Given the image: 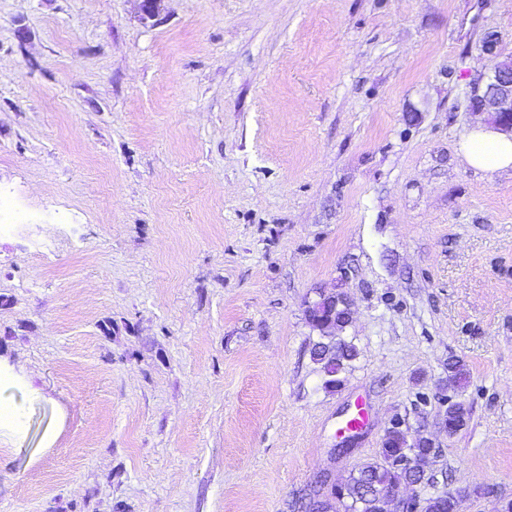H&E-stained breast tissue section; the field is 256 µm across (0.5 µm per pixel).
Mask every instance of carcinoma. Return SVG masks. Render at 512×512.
Instances as JSON below:
<instances>
[{"label":"carcinoma","mask_w":512,"mask_h":512,"mask_svg":"<svg viewBox=\"0 0 512 512\" xmlns=\"http://www.w3.org/2000/svg\"><path fill=\"white\" fill-rule=\"evenodd\" d=\"M342 294H336V307H312L305 311L306 319L313 322V329L320 334L336 331L334 344L330 348L312 347L311 356L325 376V385L337 388L341 384L340 375L358 356L355 344L343 336L347 328L346 309L341 305ZM469 371L461 359L448 361V386L454 390L467 386ZM448 424L455 430L464 428L469 419V410L461 401L448 407ZM422 439L421 445L413 448L405 432L388 428L381 441L376 459L359 464L350 473L344 483L346 497L336 499V504L322 502L318 512H330L338 508L342 512H385L384 493L393 487L413 486L424 480V473L402 465L405 453L426 450ZM420 512H463V506L450 492L430 495L422 499Z\"/></svg>","instance_id":"obj_1"}]
</instances>
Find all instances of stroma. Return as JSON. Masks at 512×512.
<instances>
[{
	"label": "stroma",
	"instance_id": "35a3bbf8",
	"mask_svg": "<svg viewBox=\"0 0 512 512\" xmlns=\"http://www.w3.org/2000/svg\"><path fill=\"white\" fill-rule=\"evenodd\" d=\"M510 58L512 0H0V512H305L395 417L512 501V169L459 151ZM322 296V301L327 297L331 296L336 303V309L334 307L322 308L319 305L315 307L317 302H313L312 310H305L306 319L315 322L313 329L320 333V338H331L334 340V344L330 348H319L313 344L311 350L312 359L316 364L319 365L320 371L325 376V385L332 389L337 388L341 384L340 375L346 368L354 361L358 356V350L355 344L348 340L346 336H343V331L347 328V322H345L346 309L349 304L345 299L343 307L340 302L343 297L341 293L336 295H326L324 293H318ZM321 301V302H322ZM336 319V324H324L326 321ZM336 330V336H321L330 331ZM356 412L351 416V418L346 422L344 430L340 429L338 431L339 441L336 444V448H333L334 452L337 451L339 455L349 454L354 448V446L358 443V441L363 437L365 430L361 432L353 431L346 432L352 430L353 428L359 429L364 428L368 424V413L364 409L363 403H356ZM348 433V435H345Z\"/></svg>",
	"mask_w": 512,
	"mask_h": 512
}]
</instances>
